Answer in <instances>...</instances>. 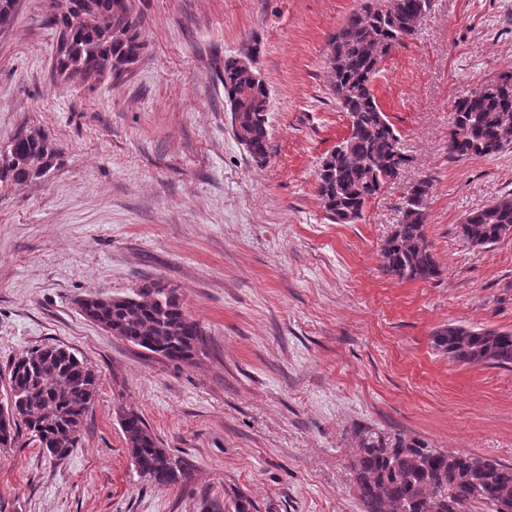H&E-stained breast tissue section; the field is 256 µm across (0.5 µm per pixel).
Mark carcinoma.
Wrapping results in <instances>:
<instances>
[{"mask_svg":"<svg viewBox=\"0 0 512 512\" xmlns=\"http://www.w3.org/2000/svg\"><path fill=\"white\" fill-rule=\"evenodd\" d=\"M48 17L58 31L56 71L84 82L123 81L144 54L139 18L119 0H54ZM433 0H359L340 28L329 35L328 85L349 131L322 162L316 193L326 218L344 224L362 218L367 204L397 180L408 162L401 134L381 109L373 89L381 64L393 49L413 38ZM17 0H0V29L16 17ZM240 58H224V98L247 92L237 112L250 136L254 158L268 154L269 90ZM468 90L455 102L448 128V155L457 160L496 156L512 143V71ZM57 148L39 128H26L0 144V190L40 179L54 166ZM433 178L406 187L402 220L380 249L383 271L401 281L427 282L440 274L427 240V207ZM472 248L488 249L512 237V193L469 213L458 227ZM90 322L152 356L189 361L204 344V330L174 290L161 281L141 280L124 296L90 293L79 300ZM434 349L453 363L512 369V332L448 324L434 332ZM97 373L60 345L33 347L10 365L8 392L14 427L0 426V450L18 446L27 431L52 457L62 460L78 447L97 393ZM120 426L132 464L141 478L167 486L189 478L186 463L163 448L140 413L123 411ZM351 471L365 512H496L512 498V464L477 455L449 454L401 431L362 425L354 434Z\"/></svg>","mask_w":512,"mask_h":512,"instance_id":"obj_1","label":"carcinoma"}]
</instances>
